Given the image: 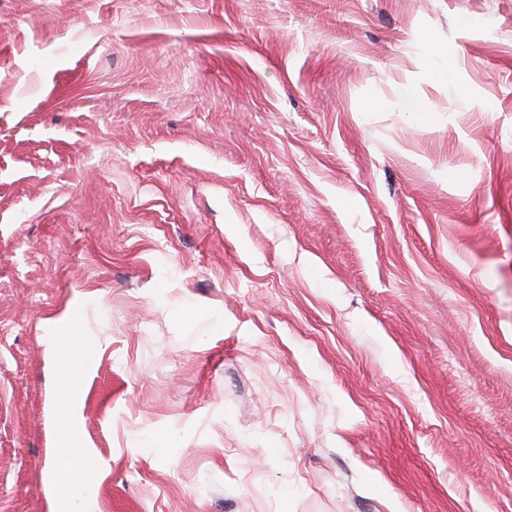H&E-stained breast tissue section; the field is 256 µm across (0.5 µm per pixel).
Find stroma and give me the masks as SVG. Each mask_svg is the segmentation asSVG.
I'll return each mask as SVG.
<instances>
[{"label":"stroma","mask_w":512,"mask_h":512,"mask_svg":"<svg viewBox=\"0 0 512 512\" xmlns=\"http://www.w3.org/2000/svg\"><path fill=\"white\" fill-rule=\"evenodd\" d=\"M66 499L512 512V0H0V512ZM82 366L79 364H66L59 376V386L61 396L58 403V414L61 410L67 411L69 421L61 422L64 432L63 446L59 450V454L69 460V472H77L84 468L83 460L77 453L80 448V441L76 434L75 416L72 411V399L76 398L81 390L82 385Z\"/></svg>","instance_id":"1"}]
</instances>
